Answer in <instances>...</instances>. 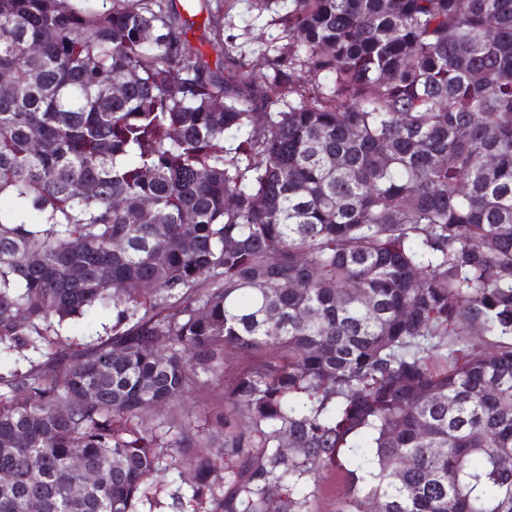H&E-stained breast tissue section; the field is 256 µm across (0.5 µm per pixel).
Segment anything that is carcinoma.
<instances>
[{"label": "carcinoma", "mask_w": 512, "mask_h": 512, "mask_svg": "<svg viewBox=\"0 0 512 512\" xmlns=\"http://www.w3.org/2000/svg\"><path fill=\"white\" fill-rule=\"evenodd\" d=\"M260 2L258 65L220 8L212 63L193 4L0 0V349L42 357L0 373V512H138L171 468L191 512H304L345 463L336 512H512V342L427 364L512 337V0ZM103 324L112 326V314L92 313L72 321L62 330L61 336H54L56 347L60 350L72 351L93 344L99 337L98 334L104 335ZM222 390L214 383L208 382L202 384L191 391L186 401V411L174 415H168L165 412L161 418L169 420L172 425H179L188 420H204L215 410L222 407Z\"/></svg>", "instance_id": "cac0c4a2"}]
</instances>
